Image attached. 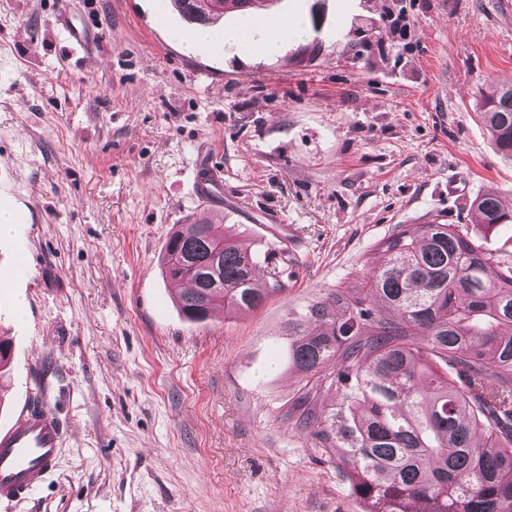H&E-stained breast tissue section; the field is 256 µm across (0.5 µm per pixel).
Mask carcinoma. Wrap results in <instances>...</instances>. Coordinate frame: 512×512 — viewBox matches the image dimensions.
<instances>
[{
	"mask_svg": "<svg viewBox=\"0 0 512 512\" xmlns=\"http://www.w3.org/2000/svg\"><path fill=\"white\" fill-rule=\"evenodd\" d=\"M279 0H169L197 26ZM482 119L512 161V86L484 97ZM476 224L512 223L488 192ZM388 262L367 288H338L288 322L289 360L329 381L341 403L327 414L311 387L283 414L313 427L365 512H512V259L494 258L459 224H407L384 240ZM162 264L187 319L258 308L257 253L227 237L224 221L193 220L172 232ZM338 368L327 378V366Z\"/></svg>",
	"mask_w": 512,
	"mask_h": 512,
	"instance_id": "carcinoma-1",
	"label": "carcinoma"
}]
</instances>
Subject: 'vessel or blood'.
I'll use <instances>...</instances> for the list:
<instances>
[{"label": "vessel or blood", "mask_w": 512, "mask_h": 512, "mask_svg": "<svg viewBox=\"0 0 512 512\" xmlns=\"http://www.w3.org/2000/svg\"><path fill=\"white\" fill-rule=\"evenodd\" d=\"M64 427L39 395L29 397L12 424L0 429V502L32 492L56 462Z\"/></svg>", "instance_id": "1"}]
</instances>
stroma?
<instances>
[{"label": "stroma", "instance_id": "stroma-1", "mask_svg": "<svg viewBox=\"0 0 512 512\" xmlns=\"http://www.w3.org/2000/svg\"><path fill=\"white\" fill-rule=\"evenodd\" d=\"M279 0L221 27L290 19L269 57L200 44L167 0H0V427L32 388L63 423L55 468L0 512H364L308 429L288 321L383 265L403 225H467L486 251L512 224L474 223L477 196L512 203L479 114L512 83V0ZM165 15V25L155 23ZM95 32L72 43L65 23ZM218 180L232 241L263 256L254 311L181 314L160 260L196 217L197 168Z\"/></svg>", "mask_w": 512, "mask_h": 512}]
</instances>
